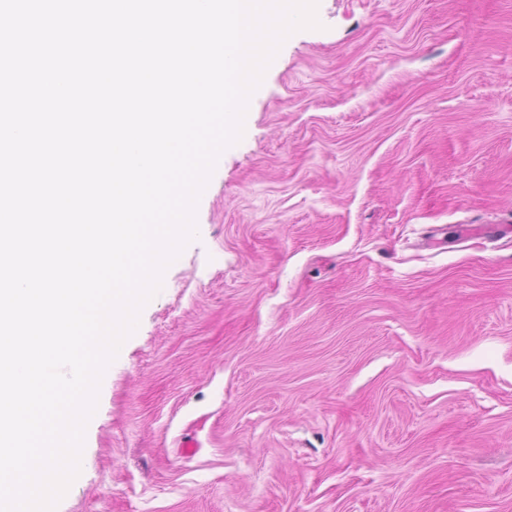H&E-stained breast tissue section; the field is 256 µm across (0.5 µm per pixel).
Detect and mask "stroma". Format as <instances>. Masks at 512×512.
I'll return each mask as SVG.
<instances>
[{"label": "stroma", "mask_w": 512, "mask_h": 512, "mask_svg": "<svg viewBox=\"0 0 512 512\" xmlns=\"http://www.w3.org/2000/svg\"><path fill=\"white\" fill-rule=\"evenodd\" d=\"M317 17L107 367L56 512H512V0Z\"/></svg>", "instance_id": "1"}]
</instances>
